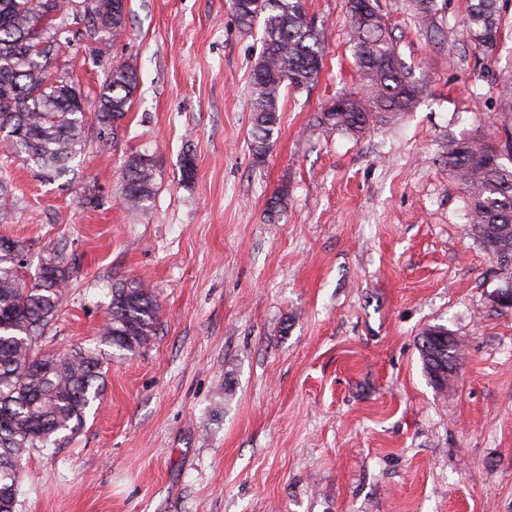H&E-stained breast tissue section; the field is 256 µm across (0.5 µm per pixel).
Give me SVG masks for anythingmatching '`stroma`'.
Instances as JSON below:
<instances>
[{
  "mask_svg": "<svg viewBox=\"0 0 512 512\" xmlns=\"http://www.w3.org/2000/svg\"><path fill=\"white\" fill-rule=\"evenodd\" d=\"M436 4L430 31L409 0H380L422 93L359 136L318 121L360 88L345 0H306L324 66L283 89L260 161L248 82L262 26L240 28L230 0H129L105 54L89 39L66 60L91 103L111 66H136L117 136L87 114L84 154L52 181L0 137V237L24 245L21 278L51 254L66 275L38 346L93 352L104 380L67 447L25 458L19 512H512V309L493 301L512 270L474 235L440 152L502 134L512 0L490 54L464 31L469 0ZM136 151L156 192L132 211L121 172ZM132 280L160 316L124 355L101 331L113 285ZM436 325L463 349L444 389L417 348Z\"/></svg>",
  "mask_w": 512,
  "mask_h": 512,
  "instance_id": "35a3bbf8",
  "label": "stroma"
}]
</instances>
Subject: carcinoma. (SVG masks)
<instances>
[{"label": "carcinoma", "instance_id": "1", "mask_svg": "<svg viewBox=\"0 0 512 512\" xmlns=\"http://www.w3.org/2000/svg\"><path fill=\"white\" fill-rule=\"evenodd\" d=\"M85 0H0V132L8 145L53 179L66 172L83 153L85 99L72 74L58 59L72 54L82 37L117 38L127 27L128 13H112L111 30L97 29L82 7ZM238 24L250 30L263 25V51L249 76L253 134L251 150L258 160L269 149L279 121V100L286 86L310 88L323 67L325 33L308 19L305 0H232ZM356 64L368 94H343L321 112L322 124L356 135L383 113L407 112L416 103L419 86L403 70L378 0H346ZM418 22L434 26V0H411ZM72 14L77 28L62 36L57 16ZM464 26L484 52H492L501 36L500 0H470ZM136 68L114 65L101 86L96 119L118 133V123L132 108L137 91ZM512 151V132L504 146L480 138L450 139L442 156L453 179L467 193L469 223L489 255L512 262V167L501 162ZM122 199L131 209L150 200L156 189L150 156H128ZM288 192L270 198L269 218L285 209ZM24 247L0 238V512H17L18 478L25 456L41 448H61L79 432L88 407L100 396L102 361L82 350L58 355L37 351L36 344L53 321L62 296L65 271L59 256L41 261L31 286L21 283ZM159 305L139 282L112 288L103 331L104 342L135 353L156 335ZM428 334L448 335L431 327L419 337L424 368L433 376L440 364L459 361L461 345L426 346Z\"/></svg>", "mask_w": 512, "mask_h": 512}]
</instances>
